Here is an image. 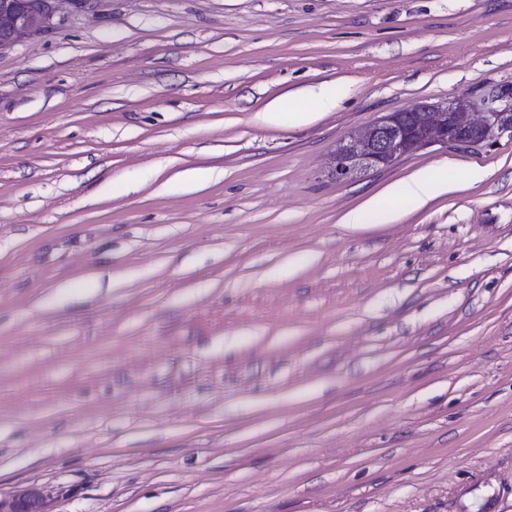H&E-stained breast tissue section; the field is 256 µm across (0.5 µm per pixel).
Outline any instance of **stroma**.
<instances>
[{
    "mask_svg": "<svg viewBox=\"0 0 512 512\" xmlns=\"http://www.w3.org/2000/svg\"><path fill=\"white\" fill-rule=\"evenodd\" d=\"M54 21L0 52V498L512 512V143L325 175L388 113L512 86V0H61ZM326 83L318 121L255 123ZM447 161L487 176L342 223Z\"/></svg>",
    "mask_w": 512,
    "mask_h": 512,
    "instance_id": "obj_1",
    "label": "stroma"
}]
</instances>
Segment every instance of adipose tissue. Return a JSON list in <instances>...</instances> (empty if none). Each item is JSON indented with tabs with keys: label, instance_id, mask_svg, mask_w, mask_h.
<instances>
[{
	"label": "adipose tissue",
	"instance_id": "1",
	"mask_svg": "<svg viewBox=\"0 0 512 512\" xmlns=\"http://www.w3.org/2000/svg\"><path fill=\"white\" fill-rule=\"evenodd\" d=\"M336 94L335 86L325 84L310 95L295 93L285 100H273L256 118L269 126L284 121L308 124L320 118L322 106L335 101ZM450 182L448 168L444 165L416 171L367 198L347 212L342 221L353 225L393 223L406 212L418 210L427 201L449 191Z\"/></svg>",
	"mask_w": 512,
	"mask_h": 512
}]
</instances>
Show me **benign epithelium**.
Wrapping results in <instances>:
<instances>
[{"instance_id": "1", "label": "benign epithelium", "mask_w": 512, "mask_h": 512, "mask_svg": "<svg viewBox=\"0 0 512 512\" xmlns=\"http://www.w3.org/2000/svg\"><path fill=\"white\" fill-rule=\"evenodd\" d=\"M57 0H0V52L20 39L53 26ZM512 142V87L493 86L480 99L462 93L436 105L392 112L343 139L330 157L327 176L348 182L370 170L392 166L418 149L481 147ZM47 495L38 490L0 499V512H46Z\"/></svg>"}]
</instances>
